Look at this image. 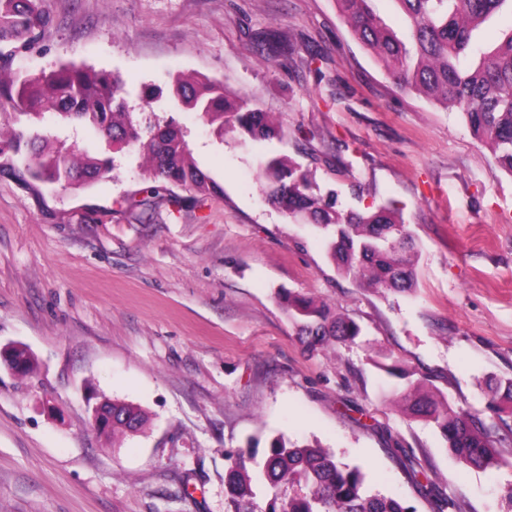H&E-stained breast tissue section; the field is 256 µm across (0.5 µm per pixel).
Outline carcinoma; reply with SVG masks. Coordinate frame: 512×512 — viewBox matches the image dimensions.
Instances as JSON below:
<instances>
[{
	"instance_id": "1",
	"label": "carcinoma",
	"mask_w": 512,
	"mask_h": 512,
	"mask_svg": "<svg viewBox=\"0 0 512 512\" xmlns=\"http://www.w3.org/2000/svg\"><path fill=\"white\" fill-rule=\"evenodd\" d=\"M44 2L0 0V113L12 119L10 128L0 132V177L43 203L46 190L105 176L114 158L70 154L60 140L66 126H92L116 152L138 148L154 181L146 188L151 196L172 187L197 199L222 193L194 160L187 130L172 120L144 126L134 117L119 75L76 65L48 71L18 66L52 24ZM336 2L355 39L383 65L397 89L459 112L475 139L512 175V26L497 45L478 44L485 23L512 18V0H395L409 19L401 36L374 13L372 0ZM174 94L221 139L240 133L246 140L269 141L281 134V125L268 113L244 98L230 97L222 81L179 76ZM255 168L265 181L266 196L292 222L332 230L331 258L341 273L376 288H415L414 239L397 208L339 209L314 191L307 174L290 159L259 156ZM284 309L301 322L302 341L311 349L360 334L357 324L337 319L328 306L309 297L290 294ZM402 377L408 383L400 398L413 414L437 424L462 466L503 463L494 446L498 425L454 411L446 399L422 394L421 380L406 373ZM145 422L139 407L112 401V435L137 433ZM406 460L415 485L432 497L435 512H460L458 501L437 492L415 458ZM226 462L224 512H413L394 497L369 492L358 467L337 462L316 443L295 445L278 438L261 462L243 450L226 454Z\"/></svg>"
}]
</instances>
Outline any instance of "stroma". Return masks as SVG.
<instances>
[{"instance_id": "stroma-1", "label": "stroma", "mask_w": 512, "mask_h": 512, "mask_svg": "<svg viewBox=\"0 0 512 512\" xmlns=\"http://www.w3.org/2000/svg\"><path fill=\"white\" fill-rule=\"evenodd\" d=\"M53 24L22 68L119 74L138 119L175 116L223 195L153 199L135 149L108 176L37 202L0 178V512H224L228 452L316 442L367 488L434 512L409 481L413 452L462 512H512V175L460 115L402 94L352 36L336 0H46ZM289 52L265 64L263 32ZM180 72L223 80L283 135L241 143L170 98ZM311 170L343 208L392 202L419 256L413 293L340 274L329 235L263 194L257 155ZM290 290L362 329L310 350L280 304ZM398 365L455 410L499 424L504 465L462 467L440 429L392 400ZM140 407L143 431L91 425L101 399Z\"/></svg>"}]
</instances>
